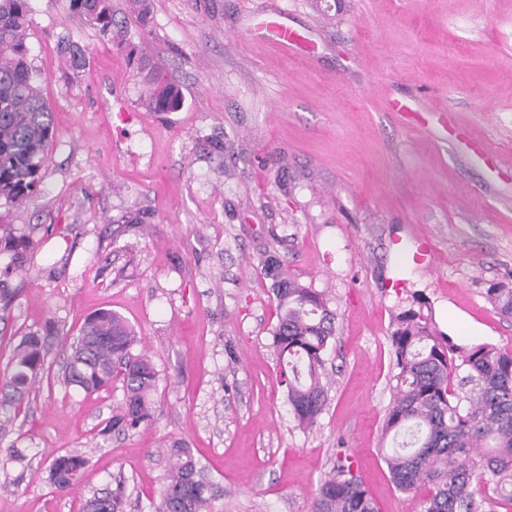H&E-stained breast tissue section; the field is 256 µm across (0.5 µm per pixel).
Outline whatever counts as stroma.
I'll return each mask as SVG.
<instances>
[{"label": "stroma", "instance_id": "obj_1", "mask_svg": "<svg viewBox=\"0 0 512 512\" xmlns=\"http://www.w3.org/2000/svg\"><path fill=\"white\" fill-rule=\"evenodd\" d=\"M69 4L30 0L53 138L42 191L0 206L31 240L0 249L16 267L0 277V373L23 334L55 339L0 439L24 453L0 471V512H81L119 483L126 512H152L174 440L211 481L210 512H311L345 457L378 512H421L381 452L388 336L418 296L454 339L512 351V317L486 298L512 288V0H149L145 27L112 0L116 27L177 77L176 112L150 106L126 54ZM271 13L313 51L252 36ZM267 252L336 314L327 405L306 429L272 345ZM100 309L135 327L160 372L153 421L107 439L120 385L61 379ZM71 448L87 465L64 494L47 467Z\"/></svg>", "mask_w": 512, "mask_h": 512}]
</instances>
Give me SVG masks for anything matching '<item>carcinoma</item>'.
Instances as JSON below:
<instances>
[{"label":"carcinoma","instance_id":"carcinoma-1","mask_svg":"<svg viewBox=\"0 0 512 512\" xmlns=\"http://www.w3.org/2000/svg\"><path fill=\"white\" fill-rule=\"evenodd\" d=\"M73 17L99 32H112V0H70ZM29 0H0V201L14 205L40 190L53 135L52 112L29 61ZM155 109L183 104L176 77L139 59ZM278 280L282 308L272 330L299 425L312 427L328 396L325 354L336 332V314L323 294L284 278L273 255L261 260ZM501 315L512 316V288L487 290ZM54 337L28 332L15 346L0 378V430L16 418L45 371ZM141 338L120 314L100 311L87 319L62 373L63 383L92 393L121 384L123 397L99 435L126 433L153 420L160 374L151 357L136 350ZM395 373L383 433L395 446L384 452L394 487L427 491L421 512H484L491 500L512 504V351L487 343H457L436 329L432 316L409 307L389 336ZM172 466L154 512H207L210 487L186 443L167 447ZM86 458L67 451L52 459L47 481L67 493ZM123 485L84 500L83 512H125ZM312 512H377L361 477L340 464L318 486Z\"/></svg>","mask_w":512,"mask_h":512}]
</instances>
